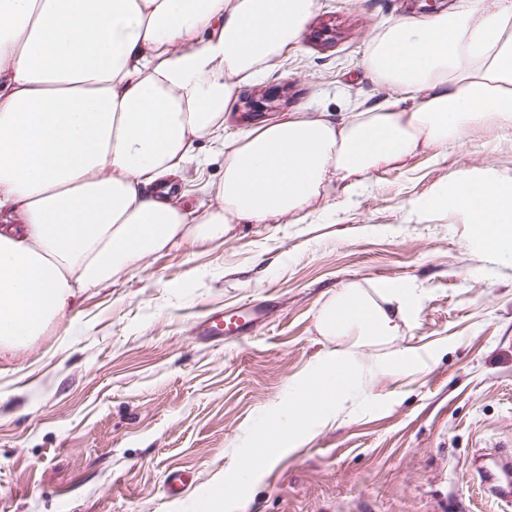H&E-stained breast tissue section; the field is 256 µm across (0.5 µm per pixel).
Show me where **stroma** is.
Listing matches in <instances>:
<instances>
[{"label": "stroma", "instance_id": "35a3bbf8", "mask_svg": "<svg viewBox=\"0 0 512 512\" xmlns=\"http://www.w3.org/2000/svg\"><path fill=\"white\" fill-rule=\"evenodd\" d=\"M420 14L418 0H317L299 44L239 85L225 148L293 112L340 121L403 98L363 58L381 26ZM281 86L276 111L240 120L241 99ZM195 153L172 201L200 212L216 203L224 156L207 139ZM473 177L512 181V141L494 123L371 172L317 217L239 224L223 242L152 253L86 291L0 359V512H189L218 480L224 512H502L469 467L479 450L512 444V261L462 212L425 207ZM350 283L418 290L401 336L358 349L389 366L410 349L413 367L382 374L334 424L237 484L243 429L339 347L316 319ZM262 300L269 313L242 341L194 331L210 309ZM173 470L189 477L174 496Z\"/></svg>", "mask_w": 512, "mask_h": 512}]
</instances>
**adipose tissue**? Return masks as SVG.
<instances>
[{
  "label": "adipose tissue",
  "instance_id": "ef3b65f1",
  "mask_svg": "<svg viewBox=\"0 0 512 512\" xmlns=\"http://www.w3.org/2000/svg\"><path fill=\"white\" fill-rule=\"evenodd\" d=\"M316 0H0V357L65 316L147 255L184 240L218 242L235 224L308 218L336 183L355 191L383 164L457 143L496 123L512 138V0H453L402 17L371 39L365 65L421 92L343 123L295 113L250 131L224 157L216 204L196 215L170 200L169 175L216 137L239 83L295 46ZM208 32L199 40V32ZM430 206L464 212L512 260V182L462 179ZM412 291L344 286L317 316L347 344L289 382L245 432L259 458L238 482L335 421L381 374L361 344L401 333Z\"/></svg>",
  "mask_w": 512,
  "mask_h": 512
}]
</instances>
